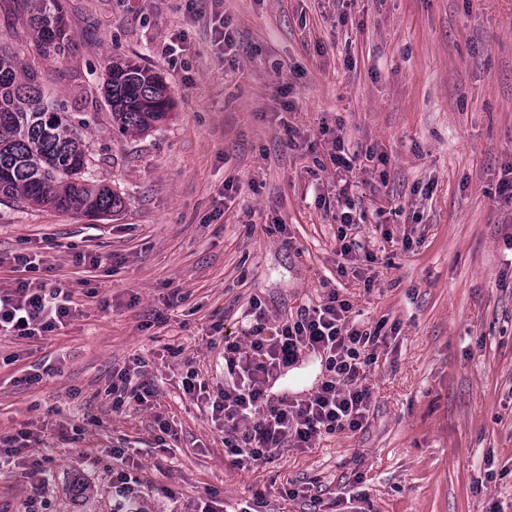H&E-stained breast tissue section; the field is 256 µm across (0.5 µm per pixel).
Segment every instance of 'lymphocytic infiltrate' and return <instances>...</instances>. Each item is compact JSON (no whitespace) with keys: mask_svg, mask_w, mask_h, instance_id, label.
Wrapping results in <instances>:
<instances>
[{"mask_svg":"<svg viewBox=\"0 0 512 512\" xmlns=\"http://www.w3.org/2000/svg\"><path fill=\"white\" fill-rule=\"evenodd\" d=\"M13 261L23 276L13 288L0 290V334L39 339L66 326L75 316L72 292L27 279L37 268L28 255ZM352 310L332 290L300 318L272 325L261 300L252 299L241 335L224 339L229 382L211 392L195 373H187L184 393L206 401L213 417L224 421V448L233 467L249 471L270 463L273 449L283 445L309 448L321 435L362 429L371 400L367 368L386 338ZM307 352L325 357L329 377L307 398H270L269 380ZM112 456L126 464L112 475V512H143L139 480L127 468L131 455L116 448Z\"/></svg>","mask_w":512,"mask_h":512,"instance_id":"lymphocytic-infiltrate-1","label":"lymphocytic infiltrate"}]
</instances>
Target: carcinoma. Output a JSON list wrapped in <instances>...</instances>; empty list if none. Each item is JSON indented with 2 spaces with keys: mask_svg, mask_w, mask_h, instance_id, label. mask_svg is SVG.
<instances>
[{
  "mask_svg": "<svg viewBox=\"0 0 512 512\" xmlns=\"http://www.w3.org/2000/svg\"><path fill=\"white\" fill-rule=\"evenodd\" d=\"M0 1L25 13L38 47L59 58L65 55L69 38L62 0ZM104 89L112 121L124 134L154 128L171 109L160 75L132 60L109 62ZM86 127L32 67L0 49L1 197L73 215L108 214L122 207V196L90 173L82 135Z\"/></svg>",
  "mask_w": 512,
  "mask_h": 512,
  "instance_id": "cac0c4a2",
  "label": "carcinoma"
}]
</instances>
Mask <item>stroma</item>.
<instances>
[{"label": "stroma", "instance_id": "35a3bbf8", "mask_svg": "<svg viewBox=\"0 0 512 512\" xmlns=\"http://www.w3.org/2000/svg\"><path fill=\"white\" fill-rule=\"evenodd\" d=\"M64 12L66 61L40 53L6 5L0 46L86 122L94 176L124 204L89 218L0 203V289L20 276L12 257L32 254L37 280L70 288L77 307L47 338L0 335V436L39 437L29 454L52 460L45 512H112L120 443L142 465L144 512L212 495L239 512L258 492L262 512H347L354 494L366 512H512V203L500 192L512 178V0H198L191 12L185 0H64ZM113 56L168 88L173 109L148 132L112 122ZM338 137L360 155L357 235L376 257L342 274L339 223L318 205L341 185ZM331 288L366 325L399 329L368 369L362 430L233 468L221 421L183 394V377L223 385L224 338L252 298L277 324ZM137 358L132 384L154 395L113 409L112 375ZM328 376L307 353L268 392L301 399ZM161 420L177 433L162 444ZM39 483L0 466V512H25Z\"/></svg>", "mask_w": 512, "mask_h": 512}]
</instances>
